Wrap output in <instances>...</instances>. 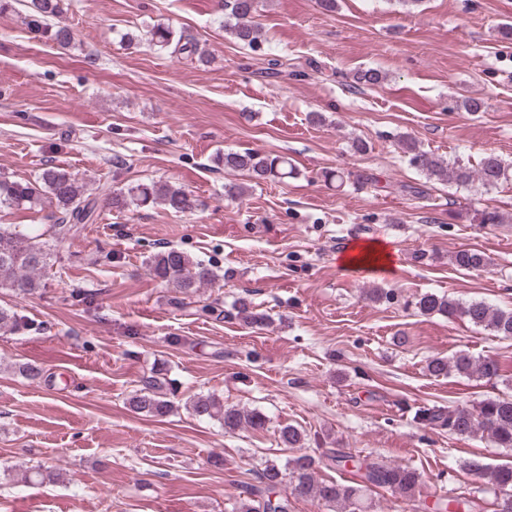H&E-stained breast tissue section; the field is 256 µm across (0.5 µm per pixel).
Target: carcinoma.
<instances>
[{"label":"carcinoma","mask_w":512,"mask_h":512,"mask_svg":"<svg viewBox=\"0 0 512 512\" xmlns=\"http://www.w3.org/2000/svg\"><path fill=\"white\" fill-rule=\"evenodd\" d=\"M69 9L68 0H30L27 25L49 37L58 46L66 48L74 43V32L67 26H54L51 21ZM257 0H224L225 30L250 48L256 47L260 38L254 21ZM150 42L162 49L174 46V51L189 57L199 53L196 43L175 36L168 27L157 26L150 32ZM398 148L409 158L410 164L427 179L458 186L479 184L489 190L509 180L508 168L493 155L482 158L477 166L460 162L452 165L440 157L420 148L411 136L398 139ZM224 170L238 172L257 183L281 182L297 175L296 168L286 155L262 154L252 150L229 151L219 157ZM99 194L111 201L112 207L123 210L133 204L148 207L161 204L172 213L194 211L198 200L190 193L167 183L138 184L127 191L113 190L107 185ZM47 199L55 207L54 223L41 233L20 227L18 224H0V288H6L20 297L33 295L40 290L42 273L50 267L53 252L50 240L66 239L77 225L87 223L96 209V199L85 194L84 186L70 172L59 167L43 169L39 180L17 181L0 178V208H11L24 202L36 203ZM473 224H502L504 215L497 209L486 207L473 211ZM453 265L460 270H474L490 263L485 253L476 249H461L452 256ZM148 272L154 278L189 296L210 285L217 274L200 261L192 260L175 248L161 251L147 261ZM422 314H441L450 319L466 321L483 327L497 336L512 338V309L496 308L483 300L457 301L424 294L415 302ZM236 316L249 324H260L268 316L257 312L251 302L240 298L234 303ZM26 323L17 312L0 307V335L14 334ZM429 374L440 377L452 372L468 377L493 378L499 375V365L491 359H476L460 351L450 358L433 357L427 362ZM167 382L161 370L153 369L142 379V387L129 398V406L137 413L162 418L176 410L175 402L166 393ZM189 409L199 417L216 420L226 433L243 430H262L267 419L260 411H244L226 407L213 395H199L189 402ZM416 419L431 429L446 430L461 437L480 436L492 441L499 448H512V397L487 398L470 408H451L433 405L425 407ZM279 441L288 448H302L305 436L293 426L279 431ZM329 468H355L356 480L349 483L324 481L317 478V466ZM294 493L317 500L328 506L338 504L349 512H366L365 492L373 488H390L401 494L418 508L415 492L420 485V473L409 466H391L374 459L363 461L341 451H332L320 459L302 453L288 462ZM463 467L486 480L493 491L501 495L497 512H512V466L491 467L479 459H470ZM282 471L270 462L258 474L255 484L246 486L249 502L242 505L243 512H288V498L279 494Z\"/></svg>","instance_id":"obj_1"}]
</instances>
